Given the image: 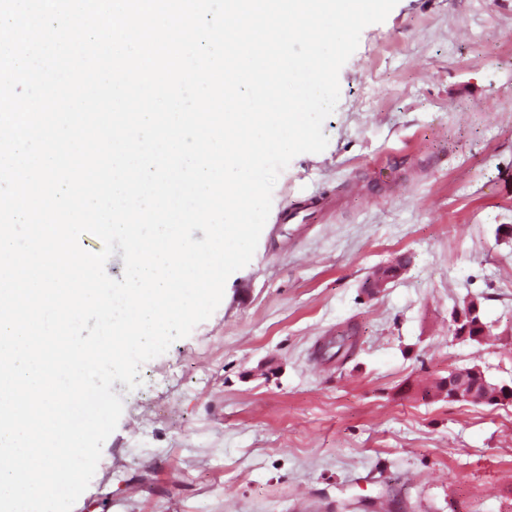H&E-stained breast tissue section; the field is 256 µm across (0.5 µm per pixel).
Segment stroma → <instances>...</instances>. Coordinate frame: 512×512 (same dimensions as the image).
<instances>
[{"label": "stroma", "instance_id": "1", "mask_svg": "<svg viewBox=\"0 0 512 512\" xmlns=\"http://www.w3.org/2000/svg\"><path fill=\"white\" fill-rule=\"evenodd\" d=\"M329 143L206 321L140 368L72 512H512V407L426 399L449 368L512 381V0H398L339 72ZM408 257L387 288L371 271ZM492 327L454 339L469 299ZM357 332L347 361L317 357ZM335 206L333 199L324 196H309L306 198L300 207H285L277 214L273 224H297L298 229L306 227L307 218L314 212H321L331 210Z\"/></svg>", "mask_w": 512, "mask_h": 512}]
</instances>
